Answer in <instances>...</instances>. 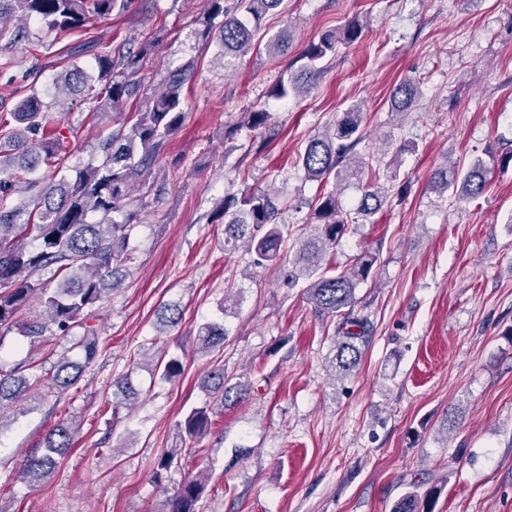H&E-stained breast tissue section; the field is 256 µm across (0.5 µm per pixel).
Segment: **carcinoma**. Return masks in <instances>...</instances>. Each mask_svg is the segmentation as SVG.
<instances>
[{"label": "carcinoma", "instance_id": "1", "mask_svg": "<svg viewBox=\"0 0 512 512\" xmlns=\"http://www.w3.org/2000/svg\"><path fill=\"white\" fill-rule=\"evenodd\" d=\"M283 0H237L235 9L224 6V0H204L197 18L195 36L202 45L210 43L214 28H219L224 68L231 67L230 58L248 52L261 30L266 15L280 7ZM131 0H0V41L19 43L28 36V25L35 20L56 33L84 31L93 17H108L127 11ZM365 25L354 21L341 31H327L310 43L296 58L298 69L288 72L273 86L270 96L279 100L299 99L309 92L320 75L319 63L336 55L340 44H350L363 36ZM288 30L271 36L265 42L270 56L288 51ZM160 41V36L133 49L116 48L89 37L81 44V52L95 60V74L73 64L54 78L56 98L87 93L98 100L104 112L119 108L124 100L139 92L137 75L147 53ZM194 74V61L171 71L159 91L146 100L145 110L131 126L117 125L99 141V158L74 169L69 178L58 181L46 177L22 178L43 164L49 169L62 165L67 153V128L59 127L51 136L43 133L47 112L54 107L42 100L36 84H30L16 102L10 118L0 116V328L16 323L17 316L37 299L42 306L39 317L21 325L29 345L34 346L48 335L70 333L75 327L84 329L76 347L81 358L61 357L46 376H30V359L16 363L11 369H0V423L3 408L24 399L36 400L32 387L42 379L53 389L64 392L72 387L99 351L95 330L81 322L86 309L104 301L123 282L119 263L130 251V232L137 213L128 209L131 193L139 188L149 194L156 183L154 165L165 150L168 137L184 120L182 89ZM419 94L416 82L409 78L400 83L391 100V110L407 114ZM364 108L351 105L332 126L313 136L297 155L296 164L310 181L333 189L316 197L310 214L311 231L288 245L291 231L281 222V211L274 195L245 190L227 195L216 210L224 219V250L240 249L249 255L255 268L279 264L283 283L290 288L302 286L306 300L316 317L340 319L337 327L336 351L330 361L333 380L347 378L361 361V346L368 342V320L354 314L356 289L371 277L379 253L365 251L339 274L330 273L328 250L336 247L357 216L376 214L383 204L385 189L365 174L380 163L373 154H360L356 146L363 140ZM16 127H11V123ZM272 125L271 113L248 109L242 113L236 135L246 129L255 131ZM489 168L477 161L469 167L450 163L436 171L432 187L441 194L455 191L461 198H476L487 185ZM362 186V196L355 212L344 209L338 192L352 183ZM21 201L13 202L15 196ZM126 212L121 223L110 214ZM99 214L101 219L89 221ZM63 275L58 287L48 290L40 279L43 272ZM183 310L177 303L164 304L158 313V331L178 325ZM228 330L219 322L199 326L195 350L208 355L224 343ZM162 369L161 378L170 380L183 371L175 356L158 358L154 369ZM224 367L213 366L202 379L209 401L192 408L178 423L180 435L192 439L208 425L209 408L240 401L247 387L237 382L226 383ZM112 408L128 406L136 398L134 386L126 379L114 382ZM80 422L69 419L57 424L44 436L42 446L23 460L22 473L39 482L48 480L62 459L73 448ZM206 475L200 473L185 481L169 500V512H196L205 488ZM393 512H433L429 498L407 493L398 500Z\"/></svg>", "mask_w": 512, "mask_h": 512}]
</instances>
